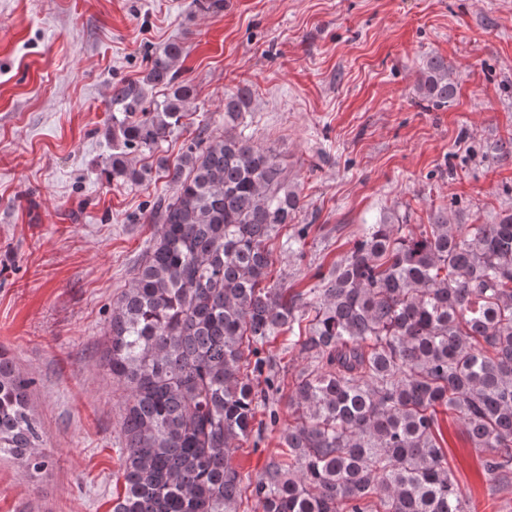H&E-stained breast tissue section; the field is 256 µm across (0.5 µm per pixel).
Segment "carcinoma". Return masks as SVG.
<instances>
[{
    "instance_id": "obj_1",
    "label": "carcinoma",
    "mask_w": 512,
    "mask_h": 512,
    "mask_svg": "<svg viewBox=\"0 0 512 512\" xmlns=\"http://www.w3.org/2000/svg\"><path fill=\"white\" fill-rule=\"evenodd\" d=\"M184 53L170 41L147 55L141 78L111 85L107 180L163 172L173 185L112 305L103 359L126 398L111 512H239L249 498L264 512H474L448 471L437 408L487 453L488 480L512 476V209L465 225L440 210L417 234L387 211L321 287L272 285L268 243L301 198L274 150L242 127L251 90L224 95V133L172 162L157 155L197 97ZM455 89L447 61L422 63L425 100L444 107ZM283 333L280 352L308 359L288 400L296 423L280 436L286 454L253 477L232 455L262 430L259 410L276 424L264 351ZM32 384L0 351V454L25 474L48 466Z\"/></svg>"
}]
</instances>
